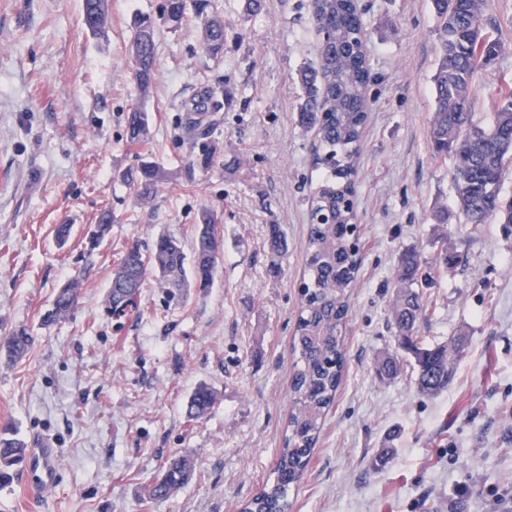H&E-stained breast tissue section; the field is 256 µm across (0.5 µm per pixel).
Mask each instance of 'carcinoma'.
Returning a JSON list of instances; mask_svg holds the SVG:
<instances>
[{
    "instance_id": "obj_1",
    "label": "carcinoma",
    "mask_w": 512,
    "mask_h": 512,
    "mask_svg": "<svg viewBox=\"0 0 512 512\" xmlns=\"http://www.w3.org/2000/svg\"><path fill=\"white\" fill-rule=\"evenodd\" d=\"M487 0H432L437 17V64L432 75L434 111L429 130L433 155L453 161L452 182L462 224L502 225L512 232V197L502 195V182L512 167V84L496 91L497 105L491 120H476L474 93L480 71L494 61L501 49V37L489 28L485 14ZM310 13L322 39L319 65L303 69L297 76L302 90L297 118L299 124L315 131L311 151L314 166L323 169L311 201L307 233L306 273L301 306L294 329L296 370L291 380V408L285 426V445L275 469V477L243 506L242 512H289L288 488L301 480L315 447L319 424L336 399L345 364L343 329L350 312V294L362 265L356 210L348 205L356 196L355 157L361 146L367 119L364 95L370 68L363 42L366 26L358 0H310ZM193 10L202 33L201 46L211 57L224 53V16L217 0H163L161 20L178 27ZM85 29L104 37L109 31L108 0H82ZM155 22L144 17L135 25L128 54L141 95L156 81ZM224 108V86L216 84L190 99L187 111L197 116ZM131 142L140 143L149 135L146 113L132 107L127 116ZM217 145L199 143L197 163L207 168ZM169 172L153 161H141L124 173L142 201L150 200L167 181ZM112 212L105 209L98 223L87 233L96 245L108 233ZM222 249L211 213L204 210L187 258L176 237L161 234L148 253L131 247L115 270L103 306L113 316H122L133 305L147 275H154L169 292L183 288L201 291L212 287ZM392 284L394 299L392 326L398 348L411 357L419 391L434 395L448 387L452 365L461 351L446 345L426 346L418 336L424 312L423 293L427 284L421 257L414 250L401 254ZM78 281L61 286L53 299L46 322L69 317L77 302ZM33 337L24 331L0 338V359L7 363L23 360ZM398 357H386L376 367L378 376L392 378L400 373ZM216 403L215 392L200 384L190 396L185 418L197 420ZM23 440L0 435V483L9 479V469L25 462ZM193 476L191 461L171 456L162 472L153 476L146 488L152 501H164L186 485Z\"/></svg>"
}]
</instances>
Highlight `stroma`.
Segmentation results:
<instances>
[{"label": "stroma", "instance_id": "stroma-1", "mask_svg": "<svg viewBox=\"0 0 512 512\" xmlns=\"http://www.w3.org/2000/svg\"><path fill=\"white\" fill-rule=\"evenodd\" d=\"M162 0H109L107 40L82 24L81 0H0V336L26 329L27 357L0 362V432L49 440L60 455L54 487L25 496L0 484V512H240L271 479L283 448L292 334L305 270L309 199L318 174L311 131L297 121L299 70L318 61L309 0H222L226 40L205 55L194 21L159 23L157 82L140 96L128 60L134 18ZM370 108L357 159L363 263L344 331L347 362L321 422L291 512H512V234L460 223L452 161L433 156L431 0H362ZM504 42L477 78L476 117L512 83V0H489ZM224 85V108L193 132L185 103ZM142 107L150 135L127 139ZM219 143L194 165L196 143ZM150 160L171 174L142 204L121 174ZM114 223L98 247L86 232L101 209ZM223 237L214 284L174 299L148 277L137 306L107 315L102 301L132 243L162 233L192 249L201 210ZM447 211V223L436 214ZM72 227L66 244L54 228ZM285 247L271 252L270 225ZM432 262L419 334L464 338L447 389L421 394L411 362L389 380L378 360L397 351L391 276L400 255ZM79 277L73 314L43 321L54 293ZM218 394L190 422L199 384ZM191 481L152 503L144 488L172 454Z\"/></svg>", "mask_w": 512, "mask_h": 512}]
</instances>
